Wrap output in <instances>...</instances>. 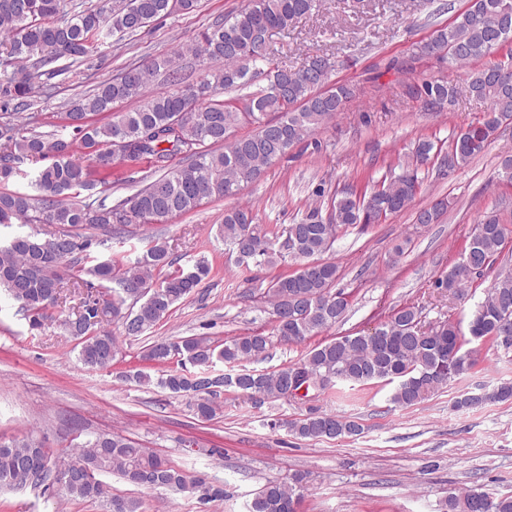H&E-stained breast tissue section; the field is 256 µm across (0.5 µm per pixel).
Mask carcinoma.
I'll return each mask as SVG.
<instances>
[{"label": "carcinoma", "mask_w": 512, "mask_h": 512, "mask_svg": "<svg viewBox=\"0 0 512 512\" xmlns=\"http://www.w3.org/2000/svg\"><path fill=\"white\" fill-rule=\"evenodd\" d=\"M179 10L191 12L199 0H0V183L19 174L16 164L26 160L51 163L39 169L31 180L34 192L0 191V226L54 224L57 230L43 237L37 232H18L0 243V290L18 303L32 330H41L53 320L47 313L58 304L62 293L52 294L50 284L63 286L72 278L70 261L83 267L101 290H112V301L87 298L73 316L59 325L78 340V358L104 369L112 366L119 353L116 337L103 328L98 310L104 309L121 321L125 334L140 336L153 329L181 301L190 296L209 276L211 267L200 258L189 268L172 272L169 249L155 242L142 256L120 262L99 257L92 246L112 240L114 225L155 224L169 217L192 212L205 200L235 195L242 185L256 180L272 162L304 142L310 133L332 120L356 96L352 84L332 81L328 59L311 56L297 70L272 62L267 52L269 38L287 30L317 6V0H247L238 13L227 15L197 33L170 56L154 59L150 65L124 72L101 84L75 103L66 113L68 124L79 136L81 148L90 150L96 162L108 167L116 162L146 159L162 175L133 196L114 205L79 199L94 187L91 171L76 157L75 141L59 135H44L27 128L18 115L28 106L27 98L41 79L48 81L71 72V68L105 40L130 36L149 23ZM512 18V0H467L466 8L452 24L436 29L429 40L412 50L410 60L432 56L452 67H469L461 84L443 80L407 85L406 94L438 112L461 96L487 105L481 120L457 133L440 155L434 142L420 139L412 162L373 186L368 194H333L328 213L309 209L297 224L267 227L254 223L252 212L234 207L224 211L220 225L224 245L240 265H273L293 261L297 268L273 278L262 298L272 309L273 332L254 331L233 336L221 344L198 336L157 340L143 358L167 370L157 384L174 396L190 398L189 407L202 421L217 415L210 372L221 361L231 366L257 361L268 355L273 337L288 343H302L343 321L348 301L333 291L339 277L336 262L322 259L338 233L355 224H371L408 209L414 202L419 182L417 166L442 156L451 167H464L483 153L499 128L512 123V71L494 62L477 68L472 64L490 56L499 46L512 41V26L505 29L500 18ZM190 55L200 62L205 75L186 90L149 93L159 72L176 83L180 61ZM267 84L238 102L217 99L225 90L251 85L258 74ZM136 101L131 110L113 114L107 123L91 117L112 111L116 103ZM257 126L253 134L231 136L232 130ZM150 129L156 133L148 136ZM169 147L164 148L162 144ZM181 156L183 163L173 164ZM448 202L441 199L416 211L415 223L439 221ZM508 229L495 214L475 225L459 262L436 281V287L461 295L473 280L489 269L484 260L494 257L503 245ZM512 325V272L499 273L485 298L477 306L468 326L471 339L487 340L503 350L502 326ZM383 339L356 332L319 343L300 359L311 385L325 391L336 382L368 386L395 384L391 401L409 408L437 392L442 383L435 379L441 370L453 368L458 376L475 365L471 352L458 342L461 329L442 322L425 330L421 312L402 307L380 324ZM197 372L188 375L186 365ZM224 382L237 393L261 401L291 400L288 367L271 372L242 369L237 378ZM486 400L511 401L512 382L492 392L457 397L458 408ZM288 431L300 439H339L361 435L364 426L355 417L327 412H310L288 421ZM0 449V490L12 486L3 481L31 453L40 454L45 481L70 472L80 464L97 475L118 474L138 488L173 491L203 489L202 499L224 497L220 486L193 479L170 460L136 445L116 433H103L75 445L69 460L37 438L26 435L5 440ZM307 490L306 476L295 472L288 481H269L256 493L248 512H298ZM70 496L100 499L93 483H75ZM446 512H512V496L493 500L467 490L451 494ZM135 497L112 495V512H140Z\"/></svg>", "instance_id": "1"}]
</instances>
